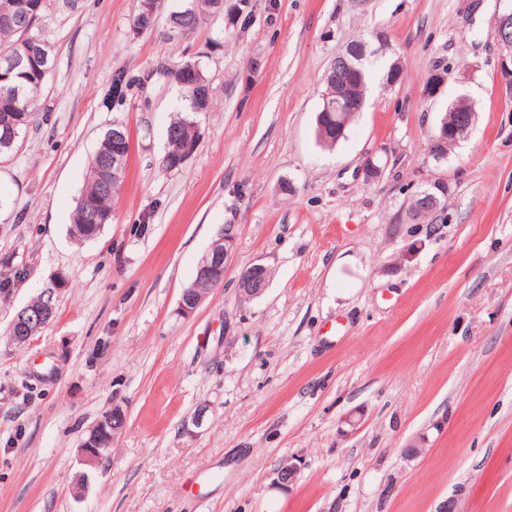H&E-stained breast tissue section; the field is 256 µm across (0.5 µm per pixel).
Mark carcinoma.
Segmentation results:
<instances>
[{
	"instance_id": "1",
	"label": "carcinoma",
	"mask_w": 512,
	"mask_h": 512,
	"mask_svg": "<svg viewBox=\"0 0 512 512\" xmlns=\"http://www.w3.org/2000/svg\"><path fill=\"white\" fill-rule=\"evenodd\" d=\"M27 5L20 16L12 22L0 19V54L6 52L23 59L16 68L0 66V155L13 150L20 131L27 127L38 115L40 94L45 85L52 64L37 54L31 53V44L43 40L35 26L45 17L48 0H19ZM221 0H183L181 7L167 15L170 36L183 38L207 23L217 10ZM161 13L152 19L136 11L132 20L133 30L137 33L151 31L157 25ZM366 40L359 38L348 43L345 52L337 56L325 75V84L341 87L344 92L357 98L364 96L369 79L370 67L363 57ZM164 78L176 85L185 101V115L170 125L163 157L166 169L179 170L183 164H174L178 157H187L196 153L201 133L195 115L209 112L212 108V90L210 81L204 73L201 62L195 58L184 59L164 74ZM134 83V79L123 69L113 72L110 89H119L121 93L112 104L122 103ZM472 111L465 99H460L448 107L441 121L448 125L460 124ZM355 112L344 107L341 114L331 112L325 120L316 121L317 137L328 147L339 140L336 136V122L342 120L350 124ZM112 154V130H107L100 142L92 162L88 184L80 195L73 218V233L80 239L90 240L98 236L103 226L112 220V207L124 178L125 170H114L108 163ZM54 309L52 295H45L36 303L28 306L14 318L12 335L35 336L41 332Z\"/></svg>"
}]
</instances>
